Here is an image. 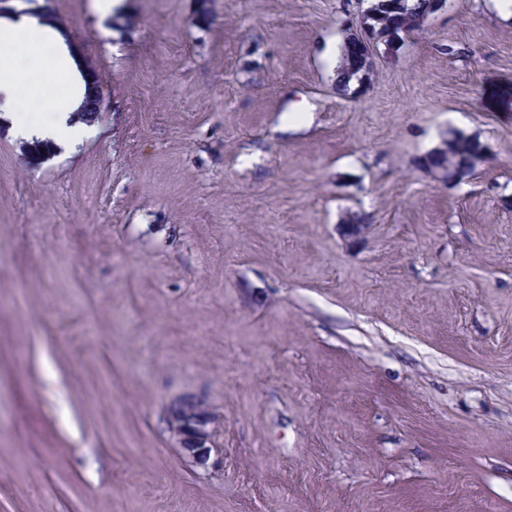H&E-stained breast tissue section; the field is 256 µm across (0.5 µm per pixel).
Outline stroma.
Segmentation results:
<instances>
[{"label": "stroma", "mask_w": 512, "mask_h": 512, "mask_svg": "<svg viewBox=\"0 0 512 512\" xmlns=\"http://www.w3.org/2000/svg\"><path fill=\"white\" fill-rule=\"evenodd\" d=\"M52 4L104 109L66 147L0 112V512H512V17L448 0L352 99L367 0ZM454 132L489 152L448 187ZM486 109L489 112L507 113L512 101V80L501 79L491 82L484 90ZM479 144L480 141L477 139L470 137L464 138L455 149L451 159L448 160V157L451 156L454 150L455 138L448 137L444 139L438 147L427 155L435 156L441 163L436 167L431 166L427 171L436 180L443 182L444 184L455 185L460 180L467 178V176L466 174L455 170L453 167H449L448 162L454 167L467 169L469 171V175L474 174L478 166L475 163V160L477 159ZM172 420L181 447L201 463L206 462L212 449L213 414L202 403L187 400L173 409Z\"/></svg>", "instance_id": "1"}]
</instances>
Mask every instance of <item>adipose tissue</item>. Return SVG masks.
Instances as JSON below:
<instances>
[{"mask_svg":"<svg viewBox=\"0 0 512 512\" xmlns=\"http://www.w3.org/2000/svg\"><path fill=\"white\" fill-rule=\"evenodd\" d=\"M46 33L38 24L23 20L16 21L0 34V111L15 114L25 108L13 78L11 56L17 52L34 54Z\"/></svg>","mask_w":512,"mask_h":512,"instance_id":"ef3b65f1","label":"adipose tissue"}]
</instances>
